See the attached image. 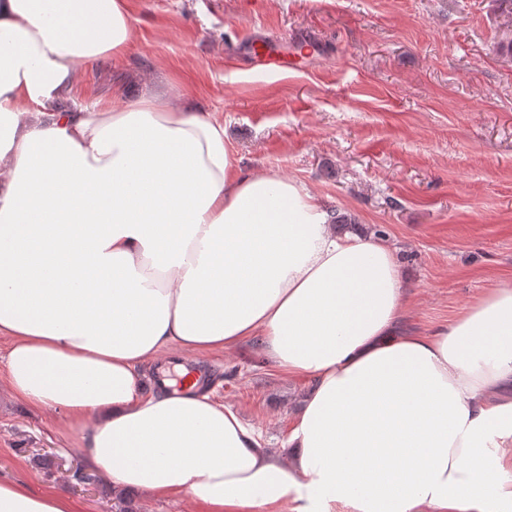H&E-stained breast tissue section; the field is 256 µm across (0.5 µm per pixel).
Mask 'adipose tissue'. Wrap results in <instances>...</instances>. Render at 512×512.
<instances>
[{"mask_svg": "<svg viewBox=\"0 0 512 512\" xmlns=\"http://www.w3.org/2000/svg\"><path fill=\"white\" fill-rule=\"evenodd\" d=\"M123 0H0V336L7 381L113 483L205 512H512V282L399 329L393 249L304 186L243 171L181 98L55 110L123 55ZM266 359L312 387L287 458L199 390L144 395L170 347ZM0 512H78L0 479Z\"/></svg>", "mask_w": 512, "mask_h": 512, "instance_id": "ef3b65f1", "label": "adipose tissue"}]
</instances>
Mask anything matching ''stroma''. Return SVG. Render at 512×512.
<instances>
[{
  "instance_id": "obj_1",
  "label": "stroma",
  "mask_w": 512,
  "mask_h": 512,
  "mask_svg": "<svg viewBox=\"0 0 512 512\" xmlns=\"http://www.w3.org/2000/svg\"><path fill=\"white\" fill-rule=\"evenodd\" d=\"M135 36L82 65L64 108L122 95H184L214 113L238 166L295 180L346 230L386 239L408 285L404 327L423 333L512 280V57L497 0H125ZM285 61L253 69L239 34ZM0 337V479L54 489L80 512H200L94 473L81 432L14 400ZM212 391L281 449L309 381L270 365L258 341L200 355ZM48 455L51 466L38 464ZM95 474L84 483L82 474Z\"/></svg>"
}]
</instances>
